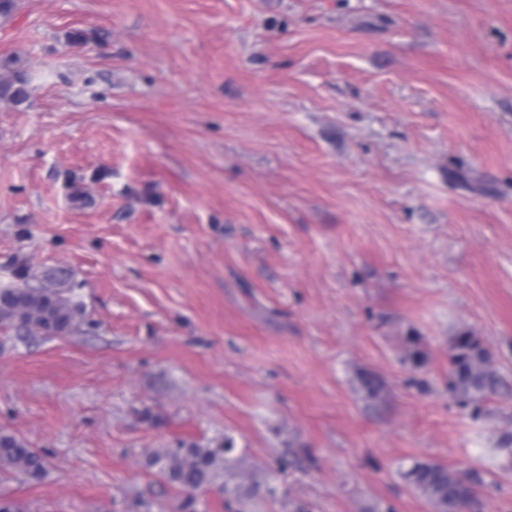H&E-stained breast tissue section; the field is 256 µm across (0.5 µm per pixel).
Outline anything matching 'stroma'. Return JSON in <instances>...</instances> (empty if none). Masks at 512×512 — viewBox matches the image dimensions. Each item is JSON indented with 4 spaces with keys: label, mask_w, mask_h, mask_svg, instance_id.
<instances>
[{
    "label": "stroma",
    "mask_w": 512,
    "mask_h": 512,
    "mask_svg": "<svg viewBox=\"0 0 512 512\" xmlns=\"http://www.w3.org/2000/svg\"><path fill=\"white\" fill-rule=\"evenodd\" d=\"M9 58L0 281L86 312L0 332V431L47 459L16 512H177L150 458L227 437L278 493L199 512H435L416 460L512 512V0H17ZM462 330L501 381L466 409ZM0 101H4L20 108L30 100L31 76L28 71L13 59L0 65ZM18 282L0 288V330L27 334L32 330L51 335L76 329L84 320L83 304L73 289L63 288L66 276L49 272L32 283L27 268L15 270Z\"/></svg>",
    "instance_id": "stroma-1"
}]
</instances>
